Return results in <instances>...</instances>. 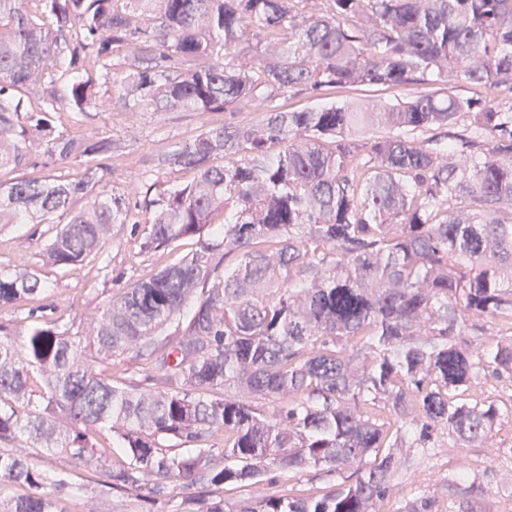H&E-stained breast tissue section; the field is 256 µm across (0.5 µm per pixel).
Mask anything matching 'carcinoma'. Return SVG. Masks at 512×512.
Instances as JSON below:
<instances>
[{
  "mask_svg": "<svg viewBox=\"0 0 512 512\" xmlns=\"http://www.w3.org/2000/svg\"><path fill=\"white\" fill-rule=\"evenodd\" d=\"M28 2L0 0V167L40 153L84 170L0 184V225L47 237L36 263L0 266V477L30 490L11 512H65L69 476L48 477L39 451L104 468L145 512H491L477 465L448 481L444 510L428 486L384 505L398 449L471 448L512 422L497 393L512 384V98L278 101L431 77L512 93V0ZM104 86L132 112L258 118L159 157L196 179L132 202L99 176L126 146L55 122L62 103L101 111ZM218 154L233 164L209 165ZM115 224L147 225V257L197 247L88 316L43 303L18 318L49 296L44 271L102 257ZM311 468L336 490L213 495ZM182 480L198 497L176 506Z\"/></svg>",
  "mask_w": 512,
  "mask_h": 512,
  "instance_id": "obj_1",
  "label": "carcinoma"
}]
</instances>
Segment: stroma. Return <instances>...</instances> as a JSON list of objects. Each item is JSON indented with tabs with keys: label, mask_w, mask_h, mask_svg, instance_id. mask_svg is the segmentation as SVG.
Returning <instances> with one entry per match:
<instances>
[{
	"label": "stroma",
	"mask_w": 512,
	"mask_h": 512,
	"mask_svg": "<svg viewBox=\"0 0 512 512\" xmlns=\"http://www.w3.org/2000/svg\"><path fill=\"white\" fill-rule=\"evenodd\" d=\"M403 89L384 86H358L351 89L326 91L321 98L307 95H286L280 105L286 111H301L317 108L326 103L348 102L397 103L406 99ZM248 114L232 112H176L165 122H158L152 113L133 114L126 109L120 93L112 95V109L105 113H92L83 123H73L67 109H60L56 116L59 125L69 132L86 134L99 132L112 136L114 140L128 143L129 149L113 155L103 170V180L116 193L133 191L134 174L149 171L148 183L152 194L166 192L172 185L185 183L195 176L194 171L160 169L152 167L157 154L171 151L192 143L205 128L219 124H238L248 121ZM39 224H12L0 231V263L26 255L36 260L44 238ZM144 226L132 224L114 225L112 243L102 259L71 269L55 281L50 290L49 301L59 316H72L81 312H92L119 288L156 272L161 264L176 262L195 247L194 240H181L178 247L165 254L161 261L145 260L137 256V243L144 234ZM471 461L470 453L454 448H436L431 454L422 456L417 466L400 465L391 479L394 498L409 496L420 484L430 482L432 477H449L459 472ZM104 475L95 467L80 468L73 479L70 496L66 502L68 512H141L138 498L127 494H102ZM335 477L323 472L309 470L303 473L276 472L275 480L263 483L261 491L298 495H322L330 491Z\"/></svg>",
	"instance_id": "stroma-1"
}]
</instances>
